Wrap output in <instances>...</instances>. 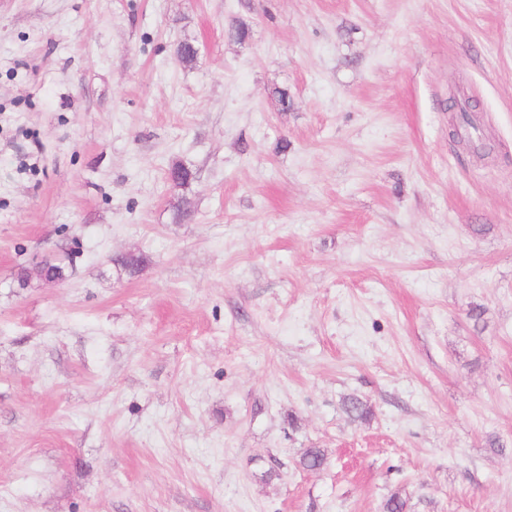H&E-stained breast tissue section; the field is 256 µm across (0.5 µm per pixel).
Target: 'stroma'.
<instances>
[{
    "label": "stroma",
    "mask_w": 512,
    "mask_h": 512,
    "mask_svg": "<svg viewBox=\"0 0 512 512\" xmlns=\"http://www.w3.org/2000/svg\"><path fill=\"white\" fill-rule=\"evenodd\" d=\"M395 492L512 512V0H0V512Z\"/></svg>",
    "instance_id": "1"
}]
</instances>
